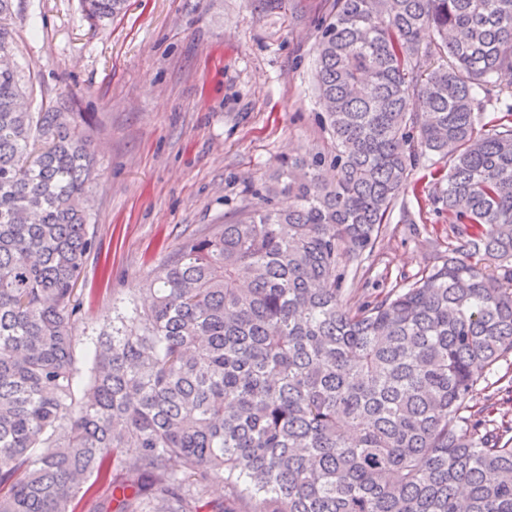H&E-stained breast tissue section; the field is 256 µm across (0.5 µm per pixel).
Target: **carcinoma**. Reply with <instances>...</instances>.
Masks as SVG:
<instances>
[{"label": "carcinoma", "mask_w": 512, "mask_h": 512, "mask_svg": "<svg viewBox=\"0 0 512 512\" xmlns=\"http://www.w3.org/2000/svg\"><path fill=\"white\" fill-rule=\"evenodd\" d=\"M125 3L83 0L98 21ZM503 73L512 0H333L313 72L331 143L284 162L294 203L185 242L150 307L85 343L91 142L0 67V512H77L103 485L95 512H512V426L470 405L512 354ZM434 156L426 198L459 246L356 296L347 262Z\"/></svg>", "instance_id": "cac0c4a2"}]
</instances>
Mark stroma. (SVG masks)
I'll return each mask as SVG.
<instances>
[{
    "mask_svg": "<svg viewBox=\"0 0 512 512\" xmlns=\"http://www.w3.org/2000/svg\"><path fill=\"white\" fill-rule=\"evenodd\" d=\"M332 3L127 0L95 22L80 0H21L10 59L30 109L68 106L95 149L82 331L109 328L185 241L255 205L281 158L323 146L311 71ZM399 203L413 225L384 238L355 287L409 284L447 255V217L409 191Z\"/></svg>",
    "mask_w": 512,
    "mask_h": 512,
    "instance_id": "obj_1",
    "label": "stroma"
}]
</instances>
